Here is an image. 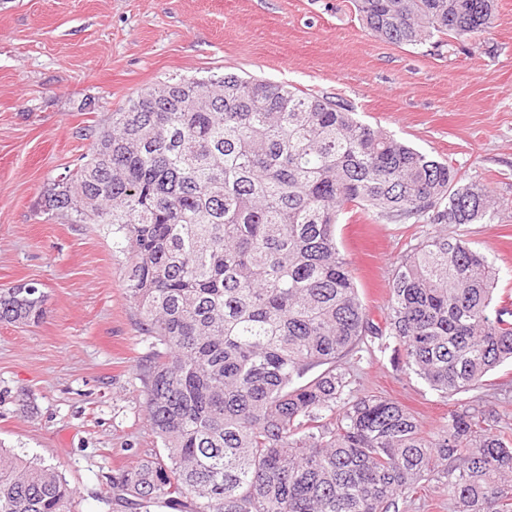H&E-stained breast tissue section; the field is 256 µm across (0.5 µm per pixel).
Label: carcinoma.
Masks as SVG:
<instances>
[{
	"label": "carcinoma",
	"instance_id": "carcinoma-1",
	"mask_svg": "<svg viewBox=\"0 0 512 512\" xmlns=\"http://www.w3.org/2000/svg\"><path fill=\"white\" fill-rule=\"evenodd\" d=\"M376 38L417 46L494 27L495 0H355ZM45 190L46 211L117 225L126 295L151 350L139 369L160 448L112 475L126 512H399L432 477L454 512H512V435L480 399L431 435L380 396L350 399L342 361L394 338L406 369L454 397L512 361V310L490 316L499 270L429 232L395 266L377 324L336 224L490 222L481 182L338 102L286 83L171 78L90 134ZM44 296L0 290V323L42 322ZM57 469L0 448V512H71Z\"/></svg>",
	"mask_w": 512,
	"mask_h": 512
}]
</instances>
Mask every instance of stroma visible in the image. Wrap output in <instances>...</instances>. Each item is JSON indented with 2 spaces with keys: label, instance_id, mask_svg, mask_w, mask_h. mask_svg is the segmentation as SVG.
<instances>
[{
  "label": "stroma",
  "instance_id": "1",
  "mask_svg": "<svg viewBox=\"0 0 512 512\" xmlns=\"http://www.w3.org/2000/svg\"><path fill=\"white\" fill-rule=\"evenodd\" d=\"M497 4L489 33L405 46L372 36L354 0H0V289L37 283L48 311L36 326L0 323V446L58 466L74 512H116L110 477L157 446L137 378L149 342L118 236L44 214L41 198L88 153L94 126L171 78L291 84L487 184L493 221L448 231L493 261L512 304V0ZM428 230L342 215L336 238L371 318ZM346 366L353 395L397 402L424 433L458 406L404 367L392 338L367 339ZM481 393L512 425V365Z\"/></svg>",
  "mask_w": 512,
  "mask_h": 512
}]
</instances>
